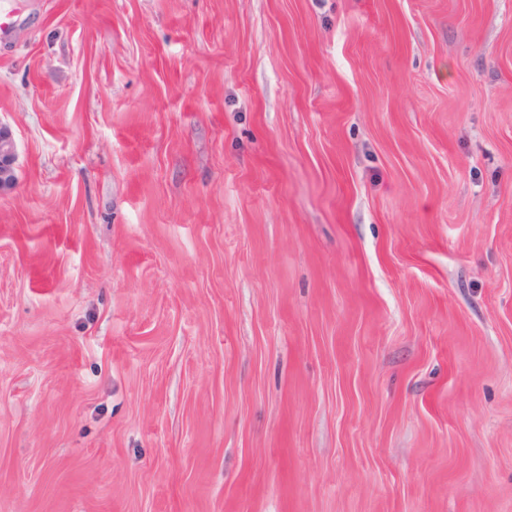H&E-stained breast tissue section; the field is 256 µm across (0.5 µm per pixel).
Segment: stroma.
<instances>
[{"mask_svg":"<svg viewBox=\"0 0 512 512\" xmlns=\"http://www.w3.org/2000/svg\"><path fill=\"white\" fill-rule=\"evenodd\" d=\"M0 512H512V0H17Z\"/></svg>","mask_w":512,"mask_h":512,"instance_id":"obj_1","label":"stroma"}]
</instances>
